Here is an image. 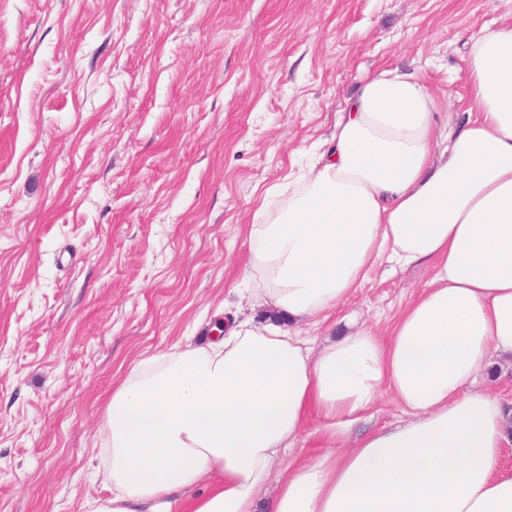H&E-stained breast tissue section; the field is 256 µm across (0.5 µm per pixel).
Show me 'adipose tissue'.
<instances>
[{"label":"adipose tissue","instance_id":"adipose-tissue-1","mask_svg":"<svg viewBox=\"0 0 512 512\" xmlns=\"http://www.w3.org/2000/svg\"><path fill=\"white\" fill-rule=\"evenodd\" d=\"M464 63L444 112L397 68L347 100L300 187L249 227L241 294L272 321L220 322L129 367L89 512H512V413L476 387L512 356V25ZM382 261L431 270L389 338L303 335ZM385 389L404 419L349 442ZM312 409L334 452L282 464Z\"/></svg>","mask_w":512,"mask_h":512}]
</instances>
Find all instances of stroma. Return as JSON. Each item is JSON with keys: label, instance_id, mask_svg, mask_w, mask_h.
<instances>
[{"label": "stroma", "instance_id": "35a3bbf8", "mask_svg": "<svg viewBox=\"0 0 512 512\" xmlns=\"http://www.w3.org/2000/svg\"><path fill=\"white\" fill-rule=\"evenodd\" d=\"M512 0H0V512H85L112 387L216 317L266 192L386 67L466 93ZM430 276L380 265L319 337L388 334Z\"/></svg>", "mask_w": 512, "mask_h": 512}]
</instances>
